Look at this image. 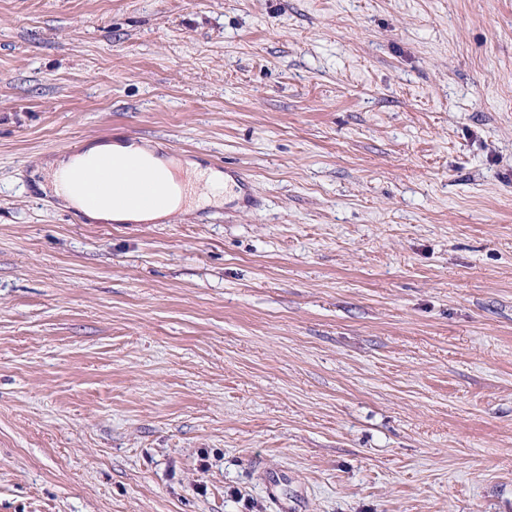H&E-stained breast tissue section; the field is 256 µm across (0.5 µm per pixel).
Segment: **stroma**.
I'll list each match as a JSON object with an SVG mask.
<instances>
[{"mask_svg": "<svg viewBox=\"0 0 512 512\" xmlns=\"http://www.w3.org/2000/svg\"><path fill=\"white\" fill-rule=\"evenodd\" d=\"M240 199L96 224L90 141ZM512 512V0H0V512ZM107 159H112V165L123 163L136 180L158 187L151 206L142 207L151 200L149 186L129 188L121 182H113L118 193L137 205L120 197L111 200L106 195L101 196L105 186L98 177L81 178L76 182L77 189L93 200L76 190L74 178L77 175L95 176ZM37 173L41 180L36 183L44 193L81 213L90 222H161L186 210L224 205V193L228 189L224 172L196 160L158 154L146 143L135 141L90 143L78 153L57 155ZM178 175H183L187 181L179 182Z\"/></svg>", "mask_w": 512, "mask_h": 512, "instance_id": "obj_1", "label": "stroma"}]
</instances>
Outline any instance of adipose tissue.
Segmentation results:
<instances>
[{
    "instance_id": "obj_1",
    "label": "adipose tissue",
    "mask_w": 512,
    "mask_h": 512,
    "mask_svg": "<svg viewBox=\"0 0 512 512\" xmlns=\"http://www.w3.org/2000/svg\"><path fill=\"white\" fill-rule=\"evenodd\" d=\"M108 159L123 163L136 180L156 185L151 206L105 195L90 200L76 190V176L98 174ZM39 175L38 186L44 193L92 222H161L187 210L223 205L228 189L223 172L196 160L156 153L147 144L135 141L88 144L80 152L57 155L40 168Z\"/></svg>"
}]
</instances>
